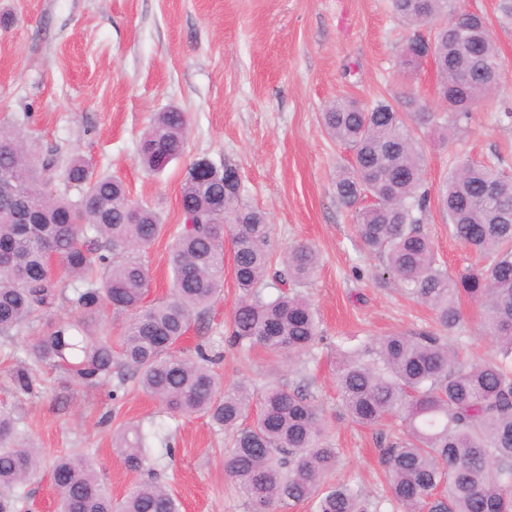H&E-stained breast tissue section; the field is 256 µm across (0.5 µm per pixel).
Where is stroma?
<instances>
[{"label": "stroma", "instance_id": "35a3bbf8", "mask_svg": "<svg viewBox=\"0 0 512 512\" xmlns=\"http://www.w3.org/2000/svg\"><path fill=\"white\" fill-rule=\"evenodd\" d=\"M497 5L457 0L458 9L491 20L504 74L465 132L444 141L436 128H417L430 184H439L454 161L478 162L494 151L512 175V122L496 110L498 101L512 99V27L496 24ZM1 14L9 23L0 25V126L21 125L40 152L60 163L83 157L160 214L168 234L139 253L152 276L150 299L169 292L181 183L200 157L237 167L244 200L267 213L279 249L306 242L319 250L320 267L303 288L325 336L314 355L288 363L257 346H230L224 330L240 293L229 275L183 346L202 341L221 354L216 371L227 385L246 377L259 391L271 383L306 386L340 451L334 480L380 500L381 512H397L386 499L380 442L399 435V422L354 423L341 405L334 365L346 340L372 344L436 324L426 305L384 278L381 259L358 241L352 213L334 188L349 154L320 120L339 96L367 104L409 90L433 97L431 59L410 73L400 65L408 31L388 0H0ZM171 106L190 114L187 149L151 175L139 162V143L154 115ZM424 230L449 271L478 263L449 235L439 206H432ZM462 312L451 333L460 357L491 352L479 304L464 300ZM11 366L0 348V406L17 408L42 453L40 474L21 490L20 512H56L52 466L75 449L89 456L113 497L155 481L177 498L181 512H247L225 473L231 439L206 417L170 414L117 373L90 387L40 366L34 393L18 397L7 377ZM128 424L149 433L152 471L128 470L114 454L112 431Z\"/></svg>", "mask_w": 512, "mask_h": 512}]
</instances>
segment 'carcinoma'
<instances>
[{
  "instance_id": "obj_1",
  "label": "carcinoma",
  "mask_w": 512,
  "mask_h": 512,
  "mask_svg": "<svg viewBox=\"0 0 512 512\" xmlns=\"http://www.w3.org/2000/svg\"><path fill=\"white\" fill-rule=\"evenodd\" d=\"M390 5L410 30L413 59H432L438 99L448 112L438 113L414 91L392 103L331 102L322 124L350 153L336 175V199L353 212L365 249L407 296L432 310L442 330L460 324L462 298L480 303L493 350L462 363L446 336L392 333L374 345L342 348L337 387L355 422L376 426L396 417L402 423L401 434L382 448L390 500L399 512H512V177L495 155L478 164L459 162L433 190L424 180L422 145L408 125L417 113L446 138L465 131L473 108L499 84L501 56L488 19L456 9L455 0ZM427 24L426 37L419 28ZM189 123V113L177 106L157 113L139 144L142 166L160 173L182 157ZM199 165L198 159L191 163L182 181L183 227L169 257L171 293L149 301V269L136 253L165 233L160 215L81 157L65 168L67 183L80 195L44 194L56 156L37 154L20 127L0 134V168L12 174V191L0 197V343L33 330L60 303L83 315L34 334L9 372L11 386L31 393L34 368L42 365L86 386L111 379L117 368L170 412L203 414L231 436L225 469L250 512L299 503L311 512H379V503L361 491L326 483L339 449L303 386L267 387L254 412L248 382L224 385L205 344L192 352L182 347L224 285L226 237L242 293L229 342L291 360L323 341L301 291L316 272L317 251L297 244L277 257L266 213L242 200L237 168L214 165L207 177ZM17 194L34 223L15 218ZM434 196L451 236L481 255L482 265L451 273L439 263L421 227ZM271 276L274 297L263 293ZM68 279L79 283L70 295ZM106 308L126 318L116 344L99 329ZM19 421L16 410L0 407V512H18L16 489L39 469V449L21 438ZM112 446L128 469L148 466L139 427L114 430ZM52 478L60 491L58 512H180L178 500L153 481L112 499L85 454L59 457Z\"/></svg>"
}]
</instances>
